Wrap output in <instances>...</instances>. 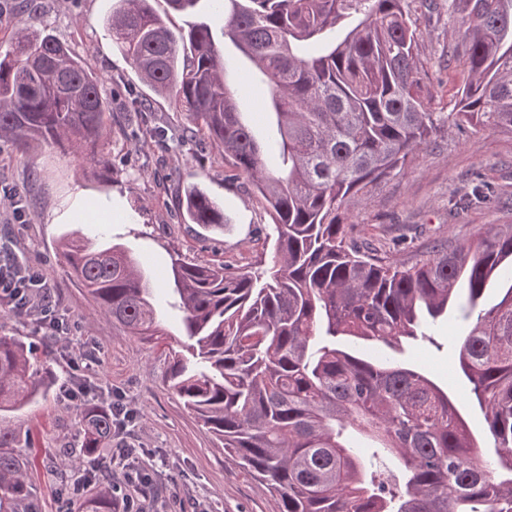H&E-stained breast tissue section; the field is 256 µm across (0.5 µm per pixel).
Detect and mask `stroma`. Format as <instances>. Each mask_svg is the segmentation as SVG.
Instances as JSON below:
<instances>
[{
  "instance_id": "obj_1",
  "label": "stroma",
  "mask_w": 512,
  "mask_h": 512,
  "mask_svg": "<svg viewBox=\"0 0 512 512\" xmlns=\"http://www.w3.org/2000/svg\"><path fill=\"white\" fill-rule=\"evenodd\" d=\"M419 38L418 77L435 112L457 109L467 79L456 23L448 0H406ZM172 30L206 20L220 30V8L199 0L190 13L153 0ZM112 0H0V39L22 20L53 34L84 57L99 76L112 111L99 144L112 165L103 170L79 163L74 151L43 144L27 154L0 141V259H21L50 283L64 332L40 327L28 314L0 311V335L30 345L37 364L54 374L44 399L7 413L12 425L31 429L38 450L41 512H62L52 463L58 449L78 443L79 424L67 385L88 388L94 402L120 406L124 418L112 429V482L144 512H278V500L224 453L180 397L165 384L168 350L184 338L175 311L167 308L172 256L196 264H224L230 270L269 265L272 219L249 180L221 163L201 144L183 141L186 120L165 96L140 82L128 58L109 37L104 20ZM492 187L495 197L480 202L473 186ZM196 184L224 208V227L213 230L183 223L178 192ZM112 196V222L104 232L128 247L147 270L167 332L163 345L131 336L113 323L73 278L60 249L64 235L97 232L88 224H66L62 215L77 200ZM351 235L373 254L403 262L431 251L437 242L459 246L493 224H512V132L486 128L452 129L434 136L428 149L414 152L400 171L345 205ZM459 327L440 324L431 338L405 345L398 361L422 363L453 400L480 444L493 450L484 413L468 380L450 367L458 349ZM87 351L93 371L74 370V351ZM117 448L138 452L136 464L149 473L153 489L141 492L125 479L114 459Z\"/></svg>"
}]
</instances>
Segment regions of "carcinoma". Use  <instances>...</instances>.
I'll return each mask as SVG.
<instances>
[{"mask_svg": "<svg viewBox=\"0 0 512 512\" xmlns=\"http://www.w3.org/2000/svg\"><path fill=\"white\" fill-rule=\"evenodd\" d=\"M222 34L267 86L260 111L278 138L242 120L224 49L203 22L171 30L152 0H115L112 42L139 80L185 114L189 137L248 176L273 218L272 267L173 262V307L188 340L166 376L224 451L279 498V512H512V224L466 244L441 243L411 264H384L349 237L344 206L452 128L512 132V0H448L468 81L458 110H429L417 80L418 37L404 0H226ZM108 104L86 60L49 33L12 25L0 44V138L21 151L67 141L98 151ZM192 224H224L198 186ZM59 248L105 315L159 340L155 288L131 251L72 235ZM500 301L479 309L492 281ZM477 313L457 368L472 384L502 453L487 471L473 434L428 373L375 355L448 316ZM27 346L0 336V413L44 395ZM89 467L112 442V409L76 405ZM30 431L0 423V512H40ZM394 456L400 477L379 479ZM73 456L58 451L71 492ZM73 493V492H71ZM72 512H112V487L73 493Z\"/></svg>", "mask_w": 512, "mask_h": 512, "instance_id": "1", "label": "carcinoma"}]
</instances>
